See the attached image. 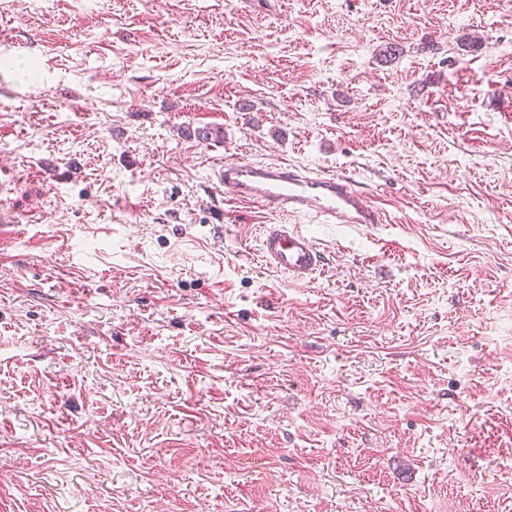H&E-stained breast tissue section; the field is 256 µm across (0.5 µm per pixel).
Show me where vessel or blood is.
Returning <instances> with one entry per match:
<instances>
[{
    "mask_svg": "<svg viewBox=\"0 0 512 512\" xmlns=\"http://www.w3.org/2000/svg\"><path fill=\"white\" fill-rule=\"evenodd\" d=\"M224 193L277 213L308 215L320 224H340L362 231L387 223L385 210L344 175H313L291 164L228 161L217 172ZM266 267L294 284L311 281L325 253L300 225H267L262 240Z\"/></svg>",
    "mask_w": 512,
    "mask_h": 512,
    "instance_id": "1",
    "label": "vessel or blood"
}]
</instances>
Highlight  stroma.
I'll return each instance as SVG.
<instances>
[{"instance_id": "stroma-1", "label": "stroma", "mask_w": 512, "mask_h": 512, "mask_svg": "<svg viewBox=\"0 0 512 512\" xmlns=\"http://www.w3.org/2000/svg\"><path fill=\"white\" fill-rule=\"evenodd\" d=\"M1 58L0 512H512V0H0ZM237 160L389 221L291 284Z\"/></svg>"}]
</instances>
